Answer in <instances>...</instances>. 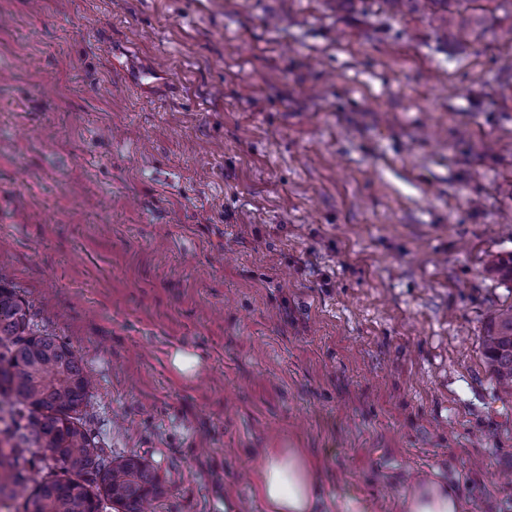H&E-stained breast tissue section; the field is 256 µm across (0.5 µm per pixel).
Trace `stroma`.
Masks as SVG:
<instances>
[{"label":"stroma","mask_w":512,"mask_h":512,"mask_svg":"<svg viewBox=\"0 0 512 512\" xmlns=\"http://www.w3.org/2000/svg\"><path fill=\"white\" fill-rule=\"evenodd\" d=\"M0 0V272L82 356L150 512H263L302 448L320 512L417 479L512 512V0ZM201 358L184 376L176 351ZM485 364L496 383L512 392V306L502 309L482 336ZM319 470L302 448L263 451L253 472V493L265 512H317Z\"/></svg>","instance_id":"stroma-1"}]
</instances>
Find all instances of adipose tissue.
Listing matches in <instances>:
<instances>
[{"instance_id": "ef3b65f1", "label": "adipose tissue", "mask_w": 512, "mask_h": 512, "mask_svg": "<svg viewBox=\"0 0 512 512\" xmlns=\"http://www.w3.org/2000/svg\"><path fill=\"white\" fill-rule=\"evenodd\" d=\"M319 470L301 448H271L261 453L253 472V493L265 512H315ZM405 512H463L456 487L434 478L415 482Z\"/></svg>"}]
</instances>
